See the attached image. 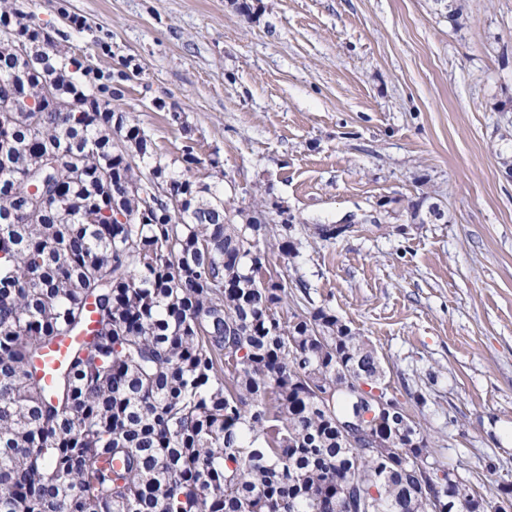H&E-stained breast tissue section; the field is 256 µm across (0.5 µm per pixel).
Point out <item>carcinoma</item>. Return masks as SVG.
Here are the masks:
<instances>
[{
  "instance_id": "carcinoma-1",
  "label": "carcinoma",
  "mask_w": 512,
  "mask_h": 512,
  "mask_svg": "<svg viewBox=\"0 0 512 512\" xmlns=\"http://www.w3.org/2000/svg\"><path fill=\"white\" fill-rule=\"evenodd\" d=\"M0 19L36 56L23 73L0 45V100L20 73L32 97L49 82L94 105L0 112V512H433L423 486L448 470L417 469L428 441L394 394L420 447L382 459L346 444L338 423L368 411L356 383L383 368L329 310L284 313L274 257L296 249L290 219L228 218L193 180V146L177 173L112 111L130 70L75 58L21 0H0ZM156 175L175 201L147 203ZM64 337L78 341L48 381ZM440 496L447 512H497L461 479Z\"/></svg>"
}]
</instances>
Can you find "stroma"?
<instances>
[{
  "instance_id": "obj_1",
  "label": "stroma",
  "mask_w": 512,
  "mask_h": 512,
  "mask_svg": "<svg viewBox=\"0 0 512 512\" xmlns=\"http://www.w3.org/2000/svg\"><path fill=\"white\" fill-rule=\"evenodd\" d=\"M26 0L235 206L294 217L276 265L368 338L437 465L492 499L512 484V0ZM185 125L172 123L171 112ZM219 158L223 174L208 161ZM438 215L417 220L419 201ZM352 221L327 241L315 228Z\"/></svg>"
}]
</instances>
